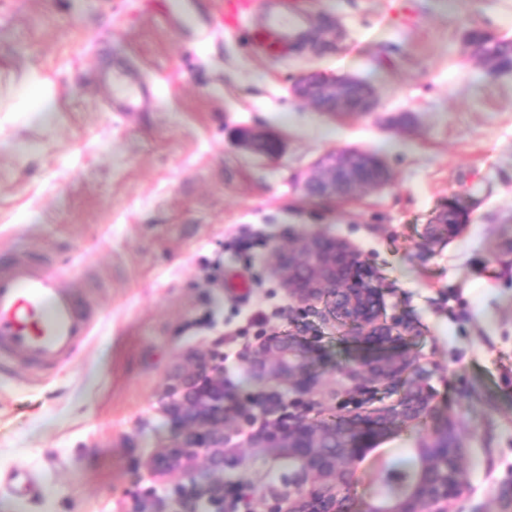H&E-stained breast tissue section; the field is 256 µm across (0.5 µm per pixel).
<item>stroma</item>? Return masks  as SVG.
Returning a JSON list of instances; mask_svg holds the SVG:
<instances>
[{
    "label": "stroma",
    "mask_w": 512,
    "mask_h": 512,
    "mask_svg": "<svg viewBox=\"0 0 512 512\" xmlns=\"http://www.w3.org/2000/svg\"><path fill=\"white\" fill-rule=\"evenodd\" d=\"M306 3L324 50L260 60L245 30H225L224 0H0V251L48 257L99 316L64 370L0 369V512H134L143 461L180 435L156 395L191 347L223 343L225 427L261 391L293 409L287 383L245 365L272 331L310 344V418L356 411L336 368L361 346L299 314L268 265L307 233L362 251L388 314L415 329L406 351L436 364V415L466 450L460 512H512V74L463 53L473 27L512 38V0ZM312 70L370 81L377 112L293 98ZM129 71L149 96L112 111ZM245 130L275 133L282 154H253ZM350 148L378 154L390 183L308 196L317 160ZM452 201L464 230L425 239ZM288 470L242 448L222 477L264 512Z\"/></svg>",
    "instance_id": "stroma-1"
}]
</instances>
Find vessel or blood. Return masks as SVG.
<instances>
[{"label": "vessel or blood", "mask_w": 512, "mask_h": 512, "mask_svg": "<svg viewBox=\"0 0 512 512\" xmlns=\"http://www.w3.org/2000/svg\"><path fill=\"white\" fill-rule=\"evenodd\" d=\"M258 6L263 18L248 33L251 49L262 58L287 55L309 21L301 0H224L225 29H236ZM96 323L49 259L0 258L1 362L21 360L39 376L57 371L76 358Z\"/></svg>", "instance_id": "obj_1"}]
</instances>
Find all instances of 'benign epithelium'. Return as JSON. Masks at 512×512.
<instances>
[{
  "label": "benign epithelium",
  "instance_id": "7a95c632",
  "mask_svg": "<svg viewBox=\"0 0 512 512\" xmlns=\"http://www.w3.org/2000/svg\"><path fill=\"white\" fill-rule=\"evenodd\" d=\"M358 82L355 77L340 80L310 71L293 81L290 92L335 115L348 111L350 89ZM248 145L270 158L281 151L278 139L260 134ZM354 153L361 157L362 174L349 164ZM354 153L330 151L320 157V174L306 182V192L320 198L355 199L388 182V169L378 165L377 155L365 150ZM462 229L460 224L428 227L432 237L448 239ZM269 262L301 312L324 301L323 321L344 322L352 327L354 339L379 351L344 370L354 386L371 395L386 390L398 397L390 405L334 423L290 413L247 434L248 447L286 456L294 467L288 476V493L271 497L265 512H455L468 486L462 475L464 449L457 443L453 423L446 419L436 421L419 440L415 448L418 477L404 493L354 502L360 464L397 431L432 417L435 400L430 384L434 370L394 350L413 335L414 328L394 315L386 316L371 265L349 242L319 233L303 235L288 248L273 249ZM219 346L217 342L211 348L187 351L169 372L159 393V410L186 431L172 446L144 462L145 478L153 488L138 500L135 512H158L154 486L164 484L173 473L183 483L174 487L168 512H201L204 507L224 512V482L213 472L224 469V461L238 447L233 439L256 418L243 413L240 425L224 429V353ZM247 364L258 379L285 381L297 393L307 391L314 381L300 336L266 334ZM202 457L209 460L211 470L198 468Z\"/></svg>",
  "mask_w": 512,
  "mask_h": 512
}]
</instances>
